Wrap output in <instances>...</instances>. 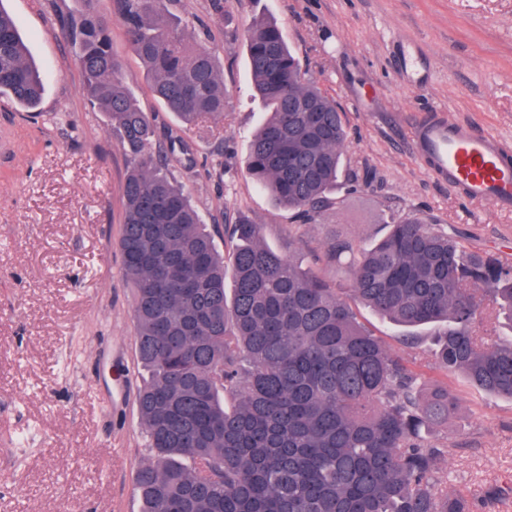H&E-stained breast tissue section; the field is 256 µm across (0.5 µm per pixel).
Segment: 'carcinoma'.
<instances>
[{"instance_id": "cac0c4a2", "label": "carcinoma", "mask_w": 512, "mask_h": 512, "mask_svg": "<svg viewBox=\"0 0 512 512\" xmlns=\"http://www.w3.org/2000/svg\"><path fill=\"white\" fill-rule=\"evenodd\" d=\"M174 0H112L61 23L76 50L90 108L119 133L130 170L119 241L132 288L137 358L149 378L137 405L149 449L135 487L141 512H475L448 494L425 430L459 407L444 385L422 401L416 375L357 318L362 304L405 330L438 327L436 368L512 400V336L488 339L479 323L512 321V264L467 247L414 215L375 244L338 237L310 265L263 240L245 214L229 225L232 269L200 212L168 175L159 148L189 154L159 132L122 84L112 16L123 23L150 89L181 128L224 115L231 90L212 49L189 40ZM252 91L267 118L245 169L274 204L314 224L343 174L347 131L335 100L316 86L270 17L244 33ZM44 74L16 21L0 8V98L39 107ZM302 99L317 112H290ZM348 264L351 286L321 271Z\"/></svg>"}]
</instances>
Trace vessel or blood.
Here are the masks:
<instances>
[{
    "label": "vessel or blood",
    "instance_id": "obj_1",
    "mask_svg": "<svg viewBox=\"0 0 512 512\" xmlns=\"http://www.w3.org/2000/svg\"><path fill=\"white\" fill-rule=\"evenodd\" d=\"M414 143L419 161L434 178L467 199L512 211V152L496 139L435 113L419 121Z\"/></svg>",
    "mask_w": 512,
    "mask_h": 512
}]
</instances>
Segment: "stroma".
Wrapping results in <instances>:
<instances>
[{
  "label": "stroma",
  "mask_w": 512,
  "mask_h": 512,
  "mask_svg": "<svg viewBox=\"0 0 512 512\" xmlns=\"http://www.w3.org/2000/svg\"><path fill=\"white\" fill-rule=\"evenodd\" d=\"M46 75L38 111L0 99V512H140L135 476L147 457L137 391L132 290L119 239L127 160L91 111L63 19L85 0H0ZM215 50L233 104L223 118L184 131L189 155L170 175L189 195L221 252L236 210L268 245L307 259L344 235L371 244L390 215L414 212L454 227L466 244L512 262V212L463 198L434 179L414 152V128L432 113L468 122L512 148V0H177ZM275 18L303 70L332 96L349 131L344 164L358 190L338 182L317 223H293L246 176L247 144L264 117L251 95L243 34ZM122 83L157 127L174 121L112 22ZM420 48L423 87L396 66L398 42ZM360 321L418 378L421 395L446 384L461 397L432 442L456 440L441 460L448 490L480 500L512 482V400L483 395L460 374L434 368L435 330L405 344L368 307Z\"/></svg>",
  "instance_id": "35a3bbf8"
}]
</instances>
